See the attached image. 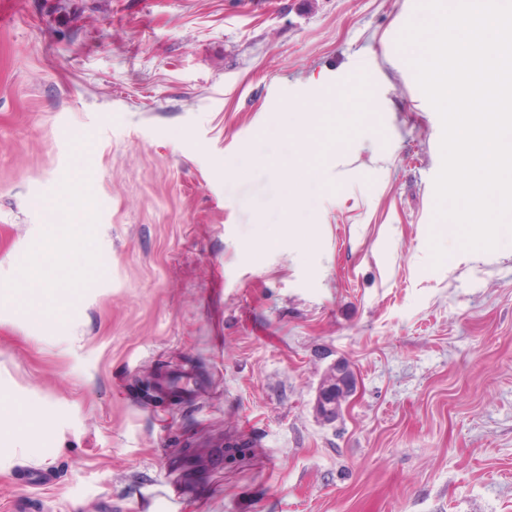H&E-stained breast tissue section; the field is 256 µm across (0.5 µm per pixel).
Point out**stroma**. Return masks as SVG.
I'll return each mask as SVG.
<instances>
[{"label":"stroma","mask_w":512,"mask_h":512,"mask_svg":"<svg viewBox=\"0 0 512 512\" xmlns=\"http://www.w3.org/2000/svg\"><path fill=\"white\" fill-rule=\"evenodd\" d=\"M422 12L0 0V512H512V240L434 231ZM356 387L357 379L350 365L343 361L335 362L328 368L317 391L314 403L316 414L325 422L336 421ZM43 414L34 409H12L6 410L1 406L0 427H7L14 431H21L31 427L35 423H40Z\"/></svg>","instance_id":"obj_1"}]
</instances>
